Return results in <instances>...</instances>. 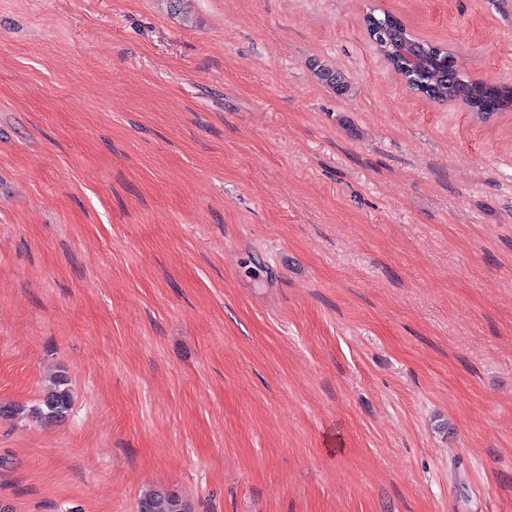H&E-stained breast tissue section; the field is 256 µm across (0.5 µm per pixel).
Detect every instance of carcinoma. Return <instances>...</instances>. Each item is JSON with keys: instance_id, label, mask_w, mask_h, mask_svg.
Listing matches in <instances>:
<instances>
[{"instance_id": "obj_1", "label": "carcinoma", "mask_w": 512, "mask_h": 512, "mask_svg": "<svg viewBox=\"0 0 512 512\" xmlns=\"http://www.w3.org/2000/svg\"><path fill=\"white\" fill-rule=\"evenodd\" d=\"M365 26L372 34L371 41L376 49L411 90L421 92L426 98L438 102H460L482 120L492 116L493 110L489 108L490 94L484 82L473 80L464 74L448 72L441 66L431 67L424 77L413 74L408 68L406 54L413 50H419L425 55L433 52L442 60L448 57V52L417 39L395 17L392 18L391 25L380 26L375 24L374 15L369 14L365 19ZM316 75L327 85L340 91L348 88L341 74L326 67L317 69ZM72 406L68 379L58 374L51 379L42 400L35 407L28 411L19 408L16 414L27 413L43 422H57L66 418ZM136 508L144 512H191L190 505L181 496L164 490L143 493Z\"/></svg>"}]
</instances>
